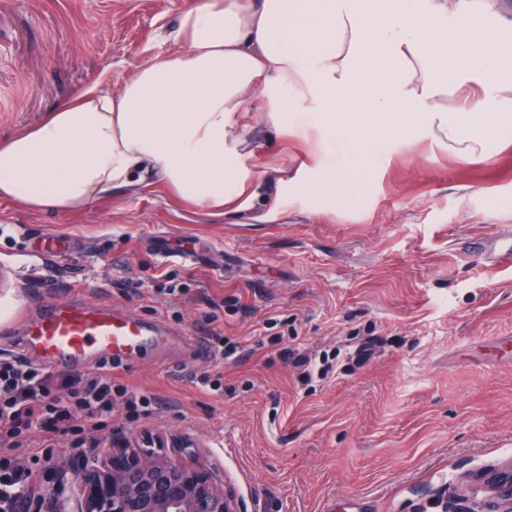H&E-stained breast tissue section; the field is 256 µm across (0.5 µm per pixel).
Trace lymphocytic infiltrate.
<instances>
[{"label":"lymphocytic infiltrate","instance_id":"1","mask_svg":"<svg viewBox=\"0 0 512 512\" xmlns=\"http://www.w3.org/2000/svg\"><path fill=\"white\" fill-rule=\"evenodd\" d=\"M53 375L34 368L24 358H0V512H16L28 492L31 469L9 453L23 432L38 434L43 447H53L58 434L100 431L124 387H113L111 376H97L72 386L70 404H58Z\"/></svg>","mask_w":512,"mask_h":512}]
</instances>
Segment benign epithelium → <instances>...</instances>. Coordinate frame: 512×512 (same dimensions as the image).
<instances>
[{"mask_svg":"<svg viewBox=\"0 0 512 512\" xmlns=\"http://www.w3.org/2000/svg\"><path fill=\"white\" fill-rule=\"evenodd\" d=\"M76 495L54 512H248L191 439L163 432L112 440L101 456L73 467ZM487 512H512V465L489 478Z\"/></svg>","mask_w":512,"mask_h":512,"instance_id":"7a95c632","label":"benign epithelium"}]
</instances>
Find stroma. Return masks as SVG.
<instances>
[{
    "mask_svg": "<svg viewBox=\"0 0 512 512\" xmlns=\"http://www.w3.org/2000/svg\"><path fill=\"white\" fill-rule=\"evenodd\" d=\"M192 0H0V140L76 86L109 73L113 90L168 52L157 34ZM237 137L247 187L213 211L144 175L61 214L0 201V356L17 353L20 308L60 296L158 324L169 341L112 369L145 397L112 420L115 437L167 431L224 467L248 512H470L479 474L512 463V267L465 256L512 236V148L468 166L420 131L391 160L363 165L330 211L294 167L298 142L253 112ZM61 256L41 254L46 236ZM384 340L361 369L300 384L283 357L335 354L367 331ZM240 342L224 359L216 337ZM221 374L222 387L203 386ZM53 449L23 444L31 491L70 493Z\"/></svg>",
    "mask_w": 512,
    "mask_h": 512,
    "instance_id": "1",
    "label": "stroma"
}]
</instances>
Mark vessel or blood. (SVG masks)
<instances>
[{
  "instance_id": "vessel-or-blood-1",
  "label": "vessel or blood",
  "mask_w": 512,
  "mask_h": 512,
  "mask_svg": "<svg viewBox=\"0 0 512 512\" xmlns=\"http://www.w3.org/2000/svg\"><path fill=\"white\" fill-rule=\"evenodd\" d=\"M479 256L489 263L512 265V241L488 239ZM24 326L26 341L21 353L37 350L42 363L50 366L74 367L92 359L112 364L155 340L140 321L113 315L108 305L70 298L43 304L38 316Z\"/></svg>"
}]
</instances>
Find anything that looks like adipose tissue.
Segmentation results:
<instances>
[{"instance_id": "adipose-tissue-1", "label": "adipose tissue", "mask_w": 512, "mask_h": 512, "mask_svg": "<svg viewBox=\"0 0 512 512\" xmlns=\"http://www.w3.org/2000/svg\"><path fill=\"white\" fill-rule=\"evenodd\" d=\"M161 37L171 49L120 91L76 87L34 126L0 142V200L65 213L142 172L220 208L238 185L242 113L296 134L306 113L336 170L380 161L405 128L463 164L512 145V17L498 0H196Z\"/></svg>"}]
</instances>
